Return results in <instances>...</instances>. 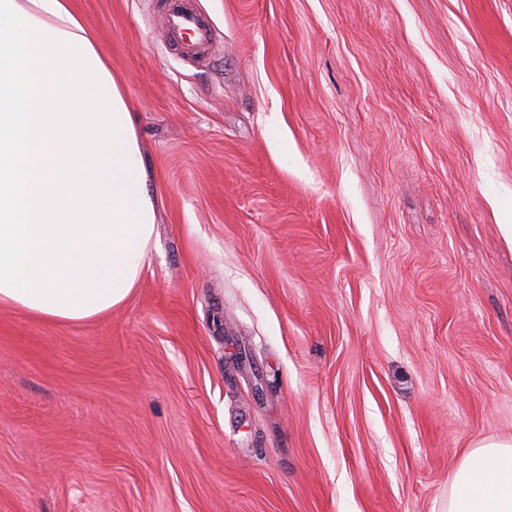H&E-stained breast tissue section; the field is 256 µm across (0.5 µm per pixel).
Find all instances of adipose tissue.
Here are the masks:
<instances>
[{"label":"adipose tissue","instance_id":"1","mask_svg":"<svg viewBox=\"0 0 512 512\" xmlns=\"http://www.w3.org/2000/svg\"><path fill=\"white\" fill-rule=\"evenodd\" d=\"M135 115L71 0H0V306L67 324L124 305L156 210ZM446 512H512V438L474 445Z\"/></svg>","mask_w":512,"mask_h":512}]
</instances>
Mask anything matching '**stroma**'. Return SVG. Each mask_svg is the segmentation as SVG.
I'll list each match as a JSON object with an SVG mask.
<instances>
[{
  "mask_svg": "<svg viewBox=\"0 0 512 512\" xmlns=\"http://www.w3.org/2000/svg\"><path fill=\"white\" fill-rule=\"evenodd\" d=\"M158 208L130 299L0 307V512H443L512 437V0H73ZM169 44L184 55L203 54L212 45L210 22L197 12L196 0H164Z\"/></svg>",
  "mask_w": 512,
  "mask_h": 512,
  "instance_id": "obj_1",
  "label": "stroma"
}]
</instances>
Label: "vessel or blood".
I'll use <instances>...</instances> for the list:
<instances>
[{"instance_id":"b4317fda","label":"vessel or blood","mask_w":512,"mask_h":512,"mask_svg":"<svg viewBox=\"0 0 512 512\" xmlns=\"http://www.w3.org/2000/svg\"><path fill=\"white\" fill-rule=\"evenodd\" d=\"M195 0H165L164 16L171 46L181 54H203L212 45L213 31L209 21L197 12Z\"/></svg>"}]
</instances>
